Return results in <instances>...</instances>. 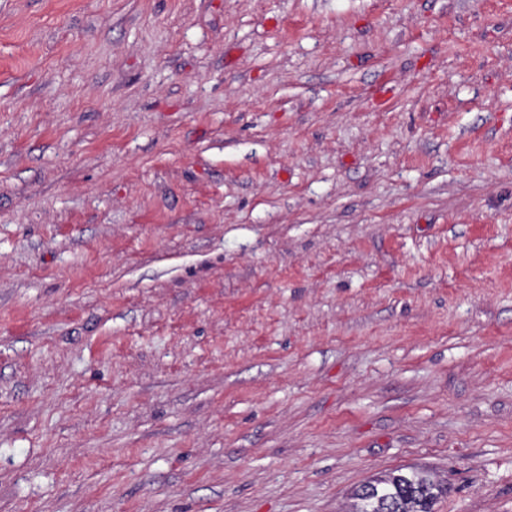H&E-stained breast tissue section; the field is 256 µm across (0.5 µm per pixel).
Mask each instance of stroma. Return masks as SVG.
I'll return each mask as SVG.
<instances>
[{
	"label": "stroma",
	"instance_id": "1",
	"mask_svg": "<svg viewBox=\"0 0 512 512\" xmlns=\"http://www.w3.org/2000/svg\"><path fill=\"white\" fill-rule=\"evenodd\" d=\"M512 512V0H0V512ZM443 485L423 470L391 473L356 489L355 510L349 512H432Z\"/></svg>",
	"mask_w": 512,
	"mask_h": 512
}]
</instances>
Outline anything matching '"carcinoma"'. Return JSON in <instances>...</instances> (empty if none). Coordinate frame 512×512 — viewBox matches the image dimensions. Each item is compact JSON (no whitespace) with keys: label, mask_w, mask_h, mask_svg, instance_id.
Masks as SVG:
<instances>
[{"label":"carcinoma","mask_w":512,"mask_h":512,"mask_svg":"<svg viewBox=\"0 0 512 512\" xmlns=\"http://www.w3.org/2000/svg\"><path fill=\"white\" fill-rule=\"evenodd\" d=\"M443 485L423 470L372 479L354 493L353 512H433Z\"/></svg>","instance_id":"1"}]
</instances>
